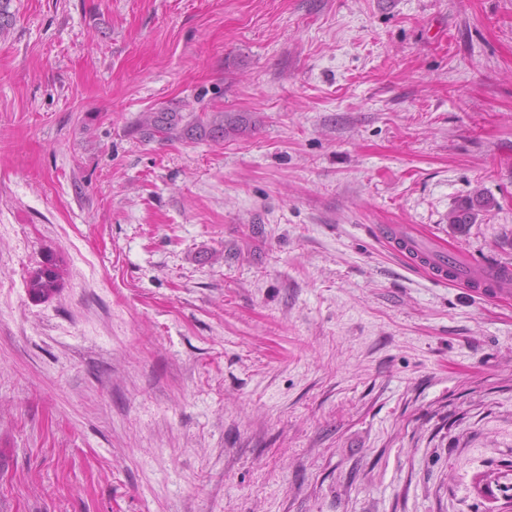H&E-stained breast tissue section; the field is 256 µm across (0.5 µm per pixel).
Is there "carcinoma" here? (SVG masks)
<instances>
[{
	"instance_id": "carcinoma-1",
	"label": "carcinoma",
	"mask_w": 512,
	"mask_h": 512,
	"mask_svg": "<svg viewBox=\"0 0 512 512\" xmlns=\"http://www.w3.org/2000/svg\"><path fill=\"white\" fill-rule=\"evenodd\" d=\"M247 123V118L239 113L219 112L210 121L195 118L184 121V115L176 111L146 112L137 123V131L145 139L157 135L165 137L196 136L201 138H222L238 132ZM497 206L494 198L480 191L458 202L448 212V223L458 227L472 224L481 211H488ZM30 296L44 300L55 294L60 288V276L51 281L32 277L27 283Z\"/></svg>"
}]
</instances>
